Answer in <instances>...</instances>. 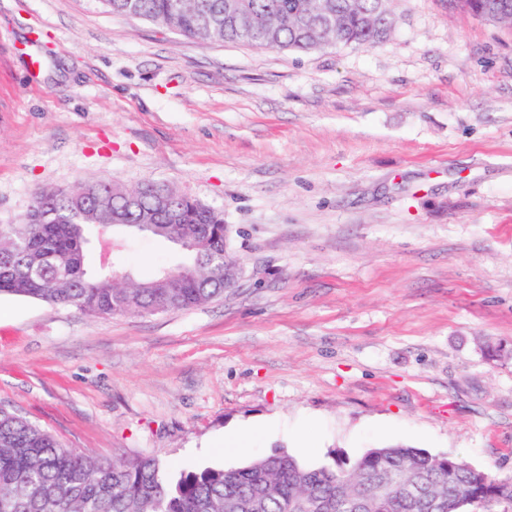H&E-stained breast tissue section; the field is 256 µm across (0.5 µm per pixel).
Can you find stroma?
I'll return each instance as SVG.
<instances>
[{"label":"stroma","instance_id":"obj_1","mask_svg":"<svg viewBox=\"0 0 512 512\" xmlns=\"http://www.w3.org/2000/svg\"><path fill=\"white\" fill-rule=\"evenodd\" d=\"M392 10L376 46L300 53L0 0V224L43 187L155 182L223 215L241 271L177 313L0 295V406L173 471L399 445L512 477V26ZM182 260L136 236L110 255L137 278Z\"/></svg>","mask_w":512,"mask_h":512}]
</instances>
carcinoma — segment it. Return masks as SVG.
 <instances>
[{
  "label": "carcinoma",
  "instance_id": "carcinoma-1",
  "mask_svg": "<svg viewBox=\"0 0 512 512\" xmlns=\"http://www.w3.org/2000/svg\"><path fill=\"white\" fill-rule=\"evenodd\" d=\"M98 0L115 16H132L200 40L244 43L309 53L327 44L374 46L394 28L391 0ZM498 0H448L469 13ZM181 223H168L154 184L112 185L111 205L100 203L103 182L42 188L20 224H0V294L75 307L98 317L139 315L158 308L189 310L224 295V218L170 186ZM125 229L176 243L192 235L186 261L133 283L88 267L86 245L112 215ZM187 267L196 277L179 288L155 284ZM428 483L415 499L410 476ZM372 487L352 507L337 489ZM512 512V478L502 479L451 456L410 447L372 448L351 464L308 468L289 454L259 457L237 468L166 470L154 458L98 459L62 446L48 431L0 407V512Z\"/></svg>",
  "mask_w": 512,
  "mask_h": 512
}]
</instances>
